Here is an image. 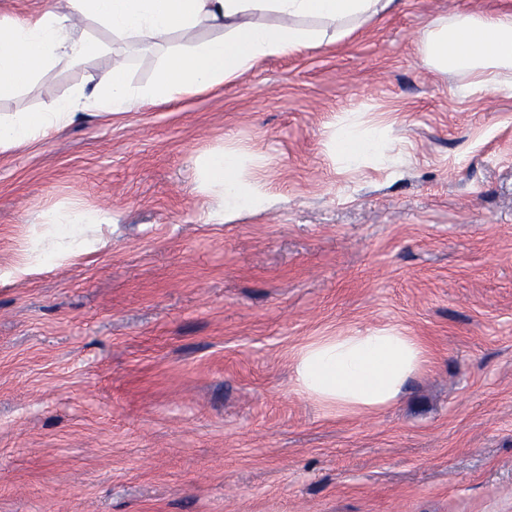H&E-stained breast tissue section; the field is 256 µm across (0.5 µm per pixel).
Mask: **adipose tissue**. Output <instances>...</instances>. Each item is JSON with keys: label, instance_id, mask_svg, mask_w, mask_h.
Masks as SVG:
<instances>
[{"label": "adipose tissue", "instance_id": "adipose-tissue-1", "mask_svg": "<svg viewBox=\"0 0 512 512\" xmlns=\"http://www.w3.org/2000/svg\"><path fill=\"white\" fill-rule=\"evenodd\" d=\"M68 11H47L0 24V96L30 86L52 68L72 69L109 52L108 44L72 33L75 17L92 19L113 39L164 47L156 80L136 87L122 66L104 72L92 90L53 99L37 112L0 115V153L47 138L87 112L120 114L151 102L173 101L232 83L261 61L329 47L378 18L399 10L403 0H67ZM275 16L272 25L264 24ZM212 39L195 42L199 25ZM422 63L463 75L455 88L464 98L473 89L512 88V13H459L430 27L418 45ZM208 181L221 191L224 209L235 212L261 203L259 181L243 182L238 158L217 154L206 166ZM98 214L70 213L35 234L23 260L12 269L24 277L94 251L85 237ZM428 350L404 329L379 325L326 336L298 352L294 384L316 402L346 413L395 403L407 382L426 363Z\"/></svg>", "mask_w": 512, "mask_h": 512}]
</instances>
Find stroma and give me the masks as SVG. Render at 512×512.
<instances>
[{"label": "stroma", "mask_w": 512, "mask_h": 512, "mask_svg": "<svg viewBox=\"0 0 512 512\" xmlns=\"http://www.w3.org/2000/svg\"><path fill=\"white\" fill-rule=\"evenodd\" d=\"M512 0H404L348 40L236 82L83 120L0 154V271L33 227L112 221L87 260L0 282V512H512V91L457 99L425 69L436 20ZM47 71L34 112L142 53ZM383 158L346 163L339 131ZM266 205L226 217L208 159ZM428 346L404 395L348 414L298 392L322 336Z\"/></svg>", "instance_id": "1"}]
</instances>
